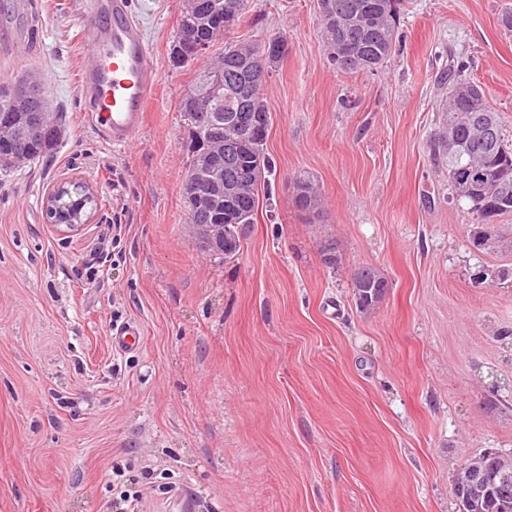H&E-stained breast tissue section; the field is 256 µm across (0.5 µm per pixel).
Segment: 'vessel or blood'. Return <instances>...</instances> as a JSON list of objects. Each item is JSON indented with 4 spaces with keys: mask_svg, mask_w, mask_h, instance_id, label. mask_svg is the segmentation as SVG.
Listing matches in <instances>:
<instances>
[{
    "mask_svg": "<svg viewBox=\"0 0 512 512\" xmlns=\"http://www.w3.org/2000/svg\"><path fill=\"white\" fill-rule=\"evenodd\" d=\"M130 0H87L86 49L79 79L91 100L90 124L112 147L129 144L143 127L157 71L141 23ZM143 328L138 321L113 326L114 350L140 347Z\"/></svg>",
    "mask_w": 512,
    "mask_h": 512,
    "instance_id": "obj_1",
    "label": "vessel or blood"
}]
</instances>
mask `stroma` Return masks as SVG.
<instances>
[{"instance_id":"35a3bbf8","label":"stroma","mask_w":512,"mask_h":512,"mask_svg":"<svg viewBox=\"0 0 512 512\" xmlns=\"http://www.w3.org/2000/svg\"><path fill=\"white\" fill-rule=\"evenodd\" d=\"M131 8L159 80L115 149L86 121L85 0H0V82L40 77L66 128L0 173V512H103L116 467L145 512L183 489L211 512H455L457 468L512 452V216L474 246L430 143L452 62L512 137V0H403L395 53L358 73L329 61L316 0H249L233 39L288 46L263 86L274 168L230 257L200 251L183 191L180 102L209 59L171 62L183 0ZM67 178L99 195L77 232L44 208ZM362 266L389 283L368 314ZM133 319L142 346L113 351Z\"/></svg>"}]
</instances>
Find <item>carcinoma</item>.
I'll return each mask as SVG.
<instances>
[{
  "instance_id": "obj_1",
  "label": "carcinoma",
  "mask_w": 512,
  "mask_h": 512,
  "mask_svg": "<svg viewBox=\"0 0 512 512\" xmlns=\"http://www.w3.org/2000/svg\"><path fill=\"white\" fill-rule=\"evenodd\" d=\"M218 0H198L199 9L194 19L193 43L209 49L227 30L225 15L233 12L237 21L247 14L248 0H224V8L217 7ZM336 16L342 26L328 34L337 48L340 62L336 68L344 72H360L355 58L359 54L370 61L377 70L390 59L398 38L400 0H332ZM259 47L252 44L227 42L210 66L200 70L193 89L183 97L180 111L184 117L187 139L185 147L191 155L187 174L197 169V160L206 147L219 135L224 144V184L237 181L244 167H254L253 182L235 194H224L215 205L197 206L188 203L189 223L219 224L224 213L234 209L249 219H254L259 202V186L272 170V163L264 153L263 145L241 140L232 133L233 120L223 119V127L213 131L196 126L189 114L193 109L223 113L266 112L268 107L262 93L263 84L251 82L253 63ZM224 77V96L209 93L198 103L190 98L206 90L216 76ZM438 132L432 142L434 160L448 164V185L457 197L465 200L478 224L485 230L477 232V245L485 246L502 217L512 214V162L501 164L500 158L512 157V144L506 139L497 112L489 105L484 89L474 81L452 79L448 98L438 108ZM491 115L494 136H478L474 128L485 115ZM16 113L8 98L0 97V170L8 171L23 161L38 160L51 152L59 141L60 125H44L39 135L30 139L26 153L15 156ZM456 143L454 153H448V137ZM497 169L494 188L472 196L469 188L482 183L480 165ZM302 192L301 209L320 205L318 189L309 181L299 182ZM358 278L353 280V295L357 308L362 311L375 309L385 297L388 280L373 267H361ZM469 493L461 488L454 497L456 512H512V483L496 490L482 503V508L467 506Z\"/></svg>"
}]
</instances>
